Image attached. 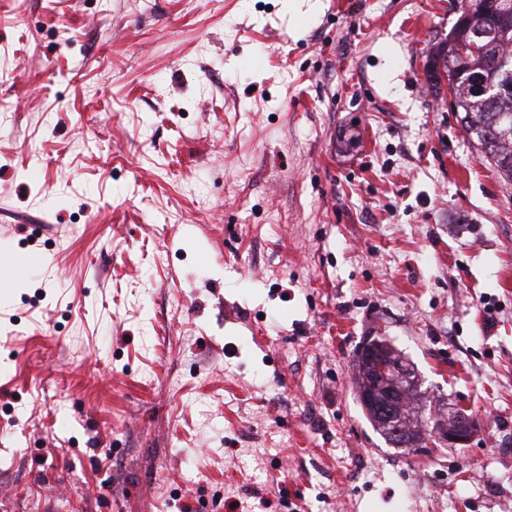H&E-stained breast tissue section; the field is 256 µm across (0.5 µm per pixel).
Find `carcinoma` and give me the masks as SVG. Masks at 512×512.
I'll return each mask as SVG.
<instances>
[{"instance_id":"carcinoma-1","label":"carcinoma","mask_w":512,"mask_h":512,"mask_svg":"<svg viewBox=\"0 0 512 512\" xmlns=\"http://www.w3.org/2000/svg\"><path fill=\"white\" fill-rule=\"evenodd\" d=\"M474 7V0H461L457 23L441 43L437 59L448 72L451 86V106L461 113L460 120L476 139L482 156L493 162L508 178L512 179V91H493L487 95L474 93L471 79L481 71L491 84H498L502 76L487 67L491 57L512 63V0H481ZM483 34L485 54L464 57L457 52V45L470 43L476 33Z\"/></svg>"}]
</instances>
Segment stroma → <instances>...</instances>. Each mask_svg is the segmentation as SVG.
Segmentation results:
<instances>
[{
    "mask_svg": "<svg viewBox=\"0 0 512 512\" xmlns=\"http://www.w3.org/2000/svg\"><path fill=\"white\" fill-rule=\"evenodd\" d=\"M455 0H0V512H512V181ZM384 337L396 447L355 352ZM474 1H481V7L473 10ZM458 8L461 15L457 23L437 50V60H442L448 74L440 68L435 80L446 89L449 83L451 106L461 112L460 120L476 139L483 158L492 161L511 180L512 90L480 96L473 88L481 93L486 85L482 73L474 74L477 71H482L491 84L502 81L496 70L486 67L490 57L508 60L512 69V0H462ZM477 32L483 34V46L488 50L478 58L463 57L482 53L480 36L470 43ZM458 44H468L459 46L461 55ZM396 356V351L390 347H387L386 350L372 349L366 353L365 370L367 373L359 390L360 398L370 410H374L378 415H381L378 424L381 425V431L387 438L397 439L403 430H408L411 435L407 447L426 448L421 445L423 437L418 435L419 420L417 415L413 413L412 419L407 411L406 414L409 420L407 429L402 424V408L397 405V402L401 396L409 392L406 384L402 381L404 379L411 381L412 379L409 377L410 372L404 367V365H407L406 362L403 359L396 361ZM370 410L364 411L370 423L376 429L378 426L375 416ZM395 420H399L401 424L395 426ZM473 430L472 424H465L455 418H451L448 413V418L444 419L442 424L437 426L435 435L439 440L448 442V445H463L470 440Z\"/></svg>",
    "mask_w": 512,
    "mask_h": 512,
    "instance_id": "obj_1",
    "label": "stroma"
}]
</instances>
